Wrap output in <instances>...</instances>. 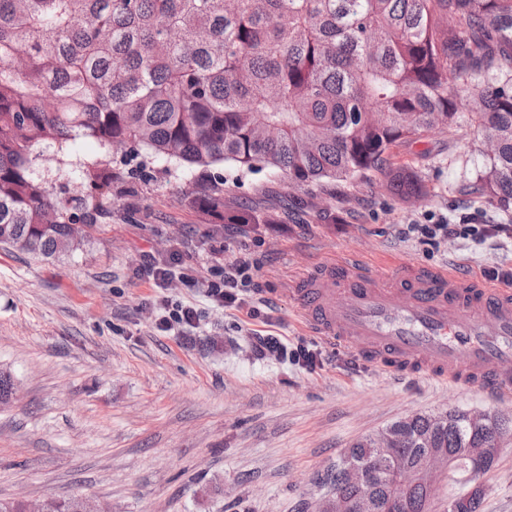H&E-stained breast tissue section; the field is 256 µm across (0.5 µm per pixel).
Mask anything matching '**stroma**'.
Listing matches in <instances>:
<instances>
[{
    "mask_svg": "<svg viewBox=\"0 0 512 512\" xmlns=\"http://www.w3.org/2000/svg\"><path fill=\"white\" fill-rule=\"evenodd\" d=\"M476 132H432L392 147L425 195L399 200L379 175L298 195L275 171L212 169L224 203L266 224H219L192 201L198 172L150 160L112 189V210L80 247L44 260L0 243V499L96 500L109 512H313L322 473L358 439L419 414L462 409L512 418V397L422 375H392L312 335L290 296L307 274L352 256L370 268L450 269L481 281L512 274V207L471 188ZM328 220H320V213ZM467 225L437 245L405 237L440 218ZM251 252L257 312L218 308L201 285L225 250ZM181 253L166 287L145 261ZM194 306V325L156 327L160 303ZM316 354L314 367L257 356V336ZM480 512H512V444L481 477Z\"/></svg>",
    "mask_w": 512,
    "mask_h": 512,
    "instance_id": "35a3bbf8",
    "label": "stroma"
}]
</instances>
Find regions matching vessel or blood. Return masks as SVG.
Segmentation results:
<instances>
[{"mask_svg": "<svg viewBox=\"0 0 512 512\" xmlns=\"http://www.w3.org/2000/svg\"><path fill=\"white\" fill-rule=\"evenodd\" d=\"M309 331L399 375L512 395V290L436 271L309 274L294 290Z\"/></svg>", "mask_w": 512, "mask_h": 512, "instance_id": "1", "label": "vessel or blood"}]
</instances>
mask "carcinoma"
<instances>
[{"mask_svg":"<svg viewBox=\"0 0 512 512\" xmlns=\"http://www.w3.org/2000/svg\"><path fill=\"white\" fill-rule=\"evenodd\" d=\"M474 129L483 157L473 189L512 203V0H0V242L43 258L77 249L81 224L112 206V148L206 174L224 164L280 172L308 194L369 172L407 200L415 176L390 150L433 130ZM104 157L79 163L87 192H58L31 171L45 145L59 161L76 139ZM221 224H268L224 207V184L193 198ZM400 460L512 440V419L471 425L453 410L388 426ZM374 437L348 449L367 464ZM342 495L382 507L392 479ZM413 486L405 512H426Z\"/></svg>","mask_w":512,"mask_h":512,"instance_id":"carcinoma-1","label":"carcinoma"}]
</instances>
